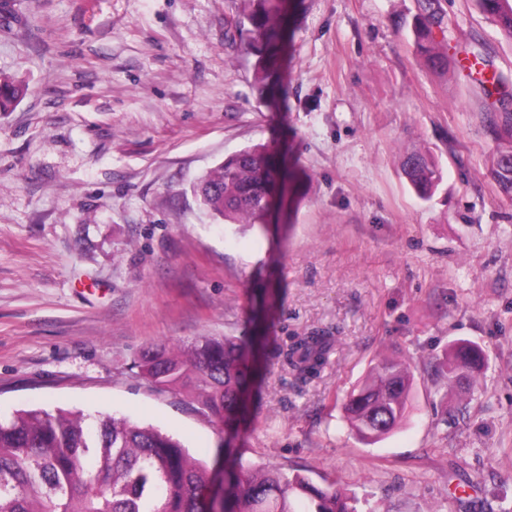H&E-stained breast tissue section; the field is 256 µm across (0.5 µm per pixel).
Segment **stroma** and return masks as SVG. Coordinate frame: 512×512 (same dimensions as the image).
Instances as JSON below:
<instances>
[{"label": "stroma", "mask_w": 512, "mask_h": 512, "mask_svg": "<svg viewBox=\"0 0 512 512\" xmlns=\"http://www.w3.org/2000/svg\"><path fill=\"white\" fill-rule=\"evenodd\" d=\"M448 68H428L420 0H290L288 43L258 85L227 23L240 0H0V418L29 408L151 425L214 459L223 424L147 381L144 350L266 337L237 448L359 512H512V200L492 177L495 97L461 69L471 42L512 79V36L474 0H438ZM275 146L288 203L269 231L210 217L190 185ZM443 180L421 201L404 156ZM337 336L295 387L273 353ZM483 352L448 383V351ZM414 376L408 419L367 444L341 402L380 359ZM25 87L10 78H0V112H8L23 97Z\"/></svg>", "instance_id": "obj_1"}]
</instances>
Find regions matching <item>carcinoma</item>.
I'll list each match as a JSON object with an SVG mask.
<instances>
[{
	"label": "carcinoma",
	"instance_id": "cac0c4a2",
	"mask_svg": "<svg viewBox=\"0 0 512 512\" xmlns=\"http://www.w3.org/2000/svg\"><path fill=\"white\" fill-rule=\"evenodd\" d=\"M286 0H243V12L229 22L237 33L249 23L254 41L256 81L267 85L284 48L282 26ZM479 10L512 35L509 0H475ZM440 24L436 0H423L414 21V44L429 66L448 68L433 26ZM25 87L0 78V112L23 97ZM488 135L499 146L493 177L502 195L512 199V109L500 101L486 113ZM403 175L417 196L430 199L442 182L439 165L422 152L406 155ZM280 162L268 144H257L227 157L193 187L201 205L232 224L267 227L268 202L281 184ZM336 337L315 329L278 347L281 366L307 385L330 362ZM258 336L202 337L179 349L151 348L135 361L141 374L160 389L186 390L201 412L224 424V447L210 463L189 453L173 436L125 419L85 416L57 409L20 410L0 420V512H358L356 499L334 486L320 487L309 478L244 465L234 439L236 419L244 409L253 372L249 353ZM482 363L480 349L460 345L449 352L447 378L469 379ZM413 386L409 366L384 359L352 389L344 416L364 440L377 441L406 419Z\"/></svg>",
	"mask_w": 512,
	"mask_h": 512
}]
</instances>
